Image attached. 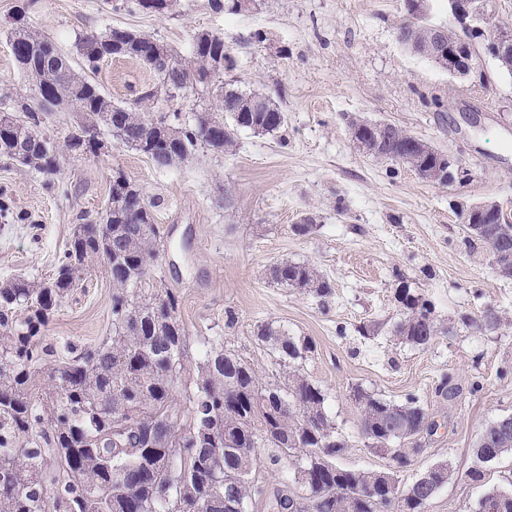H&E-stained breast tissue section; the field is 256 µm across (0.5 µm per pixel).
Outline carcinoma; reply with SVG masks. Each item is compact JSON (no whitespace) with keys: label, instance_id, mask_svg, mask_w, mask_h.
Wrapping results in <instances>:
<instances>
[{"label":"carcinoma","instance_id":"carcinoma-1","mask_svg":"<svg viewBox=\"0 0 512 512\" xmlns=\"http://www.w3.org/2000/svg\"><path fill=\"white\" fill-rule=\"evenodd\" d=\"M417 0H404L405 21L397 29L400 43L412 42L415 53L428 49V17L417 14ZM17 50L26 52L25 72L47 85L57 102L72 106L79 121L64 144L41 130L46 112L35 99L17 101L11 128L0 132V156L16 161L54 184L63 155L96 154L87 139L96 128L142 154L157 146L169 125H149L146 112L118 106L77 72L48 37L25 25L8 33ZM81 63L94 70L114 52L139 61L155 82L140 90V99L175 98L168 71L152 65L165 55L190 86L218 103L214 112L181 120L173 114L175 137L159 169L192 157L204 146L219 154L235 145L240 129L259 126L262 133L284 123L280 106L267 94L244 91L224 81L230 62L224 38L206 31L194 35L192 52L182 58L166 44L142 33L108 28L77 39ZM390 125L378 160L401 162L417 172L437 165L432 148ZM156 205L136 183L120 174L112 180L98 217L77 224L58 259L54 274L40 281L25 278L0 283V512H225L224 501L249 512L252 501L268 512H421L408 496L399 499L382 486L375 471L336 465L345 441L325 411L326 395L302 373L299 362L314 345L293 336L280 324L258 326L256 340L278 366L267 382L238 354L224 349V337L203 343L202 354L186 367V329L178 315V297L157 287L152 271L162 247ZM470 237L484 243L512 278V216L503 209L465 219ZM112 282V334L90 348L64 346L57 367L41 385L39 366L53 347L43 329L58 307L94 266ZM269 278L326 300L332 286L309 263L279 262ZM403 318L395 336L426 347L441 333L432 307L401 288ZM184 394L189 409L178 405ZM361 433L370 448L405 441L425 425L427 414L417 397L394 404L357 392ZM258 448H269V465L292 462L293 480L307 495L282 497L254 476ZM474 467L466 474L484 480L483 466L512 454V420L488 425L473 448ZM57 489L54 503L48 486ZM473 512H512V491L492 486Z\"/></svg>","mask_w":512,"mask_h":512}]
</instances>
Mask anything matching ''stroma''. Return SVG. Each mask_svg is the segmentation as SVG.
<instances>
[{
    "label": "stroma",
    "instance_id": "stroma-1",
    "mask_svg": "<svg viewBox=\"0 0 512 512\" xmlns=\"http://www.w3.org/2000/svg\"><path fill=\"white\" fill-rule=\"evenodd\" d=\"M210 3L180 0L176 11L153 14L131 0H0V100L30 92L7 38L21 21L69 57L79 35L107 27L152 36L184 57L195 32L220 34L234 60L227 79L270 95L285 113L274 134L242 129L232 152L202 148L165 170L112 140L100 154L65 157L53 188L0 157V203L11 212L0 217V280L51 277L79 215L100 211L113 176L124 174L157 204L164 245L154 276L179 297L189 361L205 337L220 336L270 376L272 359L255 332L266 321L284 325L315 346L302 371L324 390L347 443L339 465L389 463L361 434L355 390L397 404L416 396L436 428L408 440L412 462L398 481L447 464L450 477L425 512H472L487 486L512 487V455L488 463L483 482L466 477L482 428L512 415V278L497 273L488 247L468 242L463 227L474 203L495 201L512 213V73L480 49L469 74L455 77L403 47V0H264L260 11L241 14ZM89 78L115 103L154 117L214 106L201 95L139 102L153 76L132 59L100 63ZM355 118L424 140L462 168L463 180L430 183L363 154L352 141ZM307 216L313 229L295 234ZM277 261L314 265L333 288L328 302L272 283L267 270ZM402 288L428 300L443 326L428 347L393 334ZM111 301V281L92 270L58 308L46 343L97 344ZM489 309L501 319L492 329L483 322Z\"/></svg>",
    "mask_w": 512,
    "mask_h": 512
}]
</instances>
